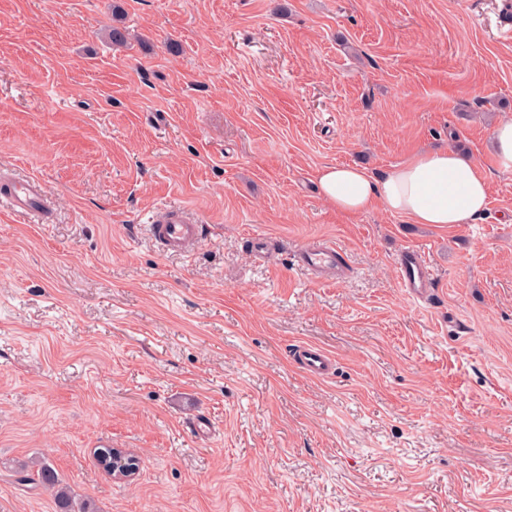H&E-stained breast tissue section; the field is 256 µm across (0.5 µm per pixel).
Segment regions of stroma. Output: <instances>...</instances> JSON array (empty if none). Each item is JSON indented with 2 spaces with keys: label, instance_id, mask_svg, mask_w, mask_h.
Here are the masks:
<instances>
[{
  "label": "stroma",
  "instance_id": "1",
  "mask_svg": "<svg viewBox=\"0 0 512 512\" xmlns=\"http://www.w3.org/2000/svg\"><path fill=\"white\" fill-rule=\"evenodd\" d=\"M505 118L512 0H0V187L51 209L0 211V512H55L16 482L34 457L100 512H512ZM448 146L489 177L476 223L345 216L315 181ZM171 209L206 226L189 252L147 236ZM322 239L347 279L295 262ZM495 153L501 169L512 170V118L499 121L493 130ZM0 203H5L12 212L36 217L40 224H46L50 218L46 195L31 178L16 181L7 192L0 193ZM397 266L401 286L413 298H424L434 288L430 269L418 251H401L397 258ZM294 362L308 376L325 380L336 370V363L323 348L312 344H300L295 352Z\"/></svg>",
  "mask_w": 512,
  "mask_h": 512
}]
</instances>
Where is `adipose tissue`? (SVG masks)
I'll return each mask as SVG.
<instances>
[{
    "label": "adipose tissue",
    "mask_w": 512,
    "mask_h": 512,
    "mask_svg": "<svg viewBox=\"0 0 512 512\" xmlns=\"http://www.w3.org/2000/svg\"><path fill=\"white\" fill-rule=\"evenodd\" d=\"M316 182L324 201L350 216L379 205L415 224H473L488 205L487 178L451 148L419 153L379 176L326 165Z\"/></svg>",
    "instance_id": "1"
}]
</instances>
